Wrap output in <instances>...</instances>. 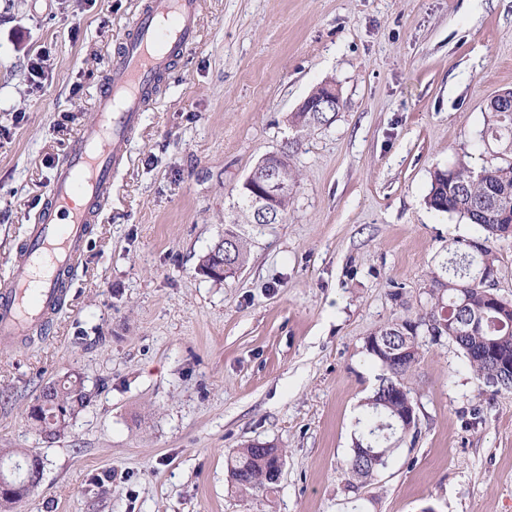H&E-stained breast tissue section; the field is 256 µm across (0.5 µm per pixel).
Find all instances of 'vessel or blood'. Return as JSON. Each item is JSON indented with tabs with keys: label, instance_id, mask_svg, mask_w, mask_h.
I'll use <instances>...</instances> for the list:
<instances>
[{
	"label": "vessel or blood",
	"instance_id": "vessel-or-blood-1",
	"mask_svg": "<svg viewBox=\"0 0 512 512\" xmlns=\"http://www.w3.org/2000/svg\"><path fill=\"white\" fill-rule=\"evenodd\" d=\"M200 10V0H146L102 76L94 120L79 130L53 176L23 258L0 279V341H16L52 320L60 285L98 220L99 201L126 161L129 137L158 79L196 42Z\"/></svg>",
	"mask_w": 512,
	"mask_h": 512
}]
</instances>
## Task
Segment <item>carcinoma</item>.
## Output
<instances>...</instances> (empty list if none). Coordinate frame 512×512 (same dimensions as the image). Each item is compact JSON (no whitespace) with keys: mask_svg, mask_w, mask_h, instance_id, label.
<instances>
[{"mask_svg":"<svg viewBox=\"0 0 512 512\" xmlns=\"http://www.w3.org/2000/svg\"><path fill=\"white\" fill-rule=\"evenodd\" d=\"M485 137L497 146L500 162L478 172L465 166L439 169L433 173L426 196V204L431 209L456 214L478 226L482 230L484 251L478 252L469 247L463 250L459 242H451L448 250L452 257L444 266L448 279L434 278L432 288L427 292L429 299L426 305L413 318L415 330L404 333L405 327L399 320L372 332V335L383 336L394 345L406 342L412 351L405 358L371 354L384 374L379 377V384L367 399L359 419V437L347 463L351 486L372 478L387 461L385 457L376 461L366 458L360 447L392 450L393 435L403 430L400 417L408 406L414 404L404 376L420 358L421 335L426 334L434 341L446 338L450 323H455L453 329L460 338L454 344L463 351L475 375L486 381L496 375L501 378L500 387L512 390V374L498 372L494 361L487 357L490 348L495 346L503 358H512V309L497 310L491 306V290L477 280V273L485 263L496 266L497 256L491 243L507 238L505 230L512 227V112L497 113L496 119L487 126ZM224 235L233 239L229 254L224 257L228 277L232 278L246 263L247 246L228 229ZM389 384L400 388V396L391 398L386 389ZM47 397L50 407L45 410L44 418H31L39 432L53 430L64 433L69 424H51L49 414L57 408H64L76 417L92 402V395L81 376L71 377L53 387ZM282 464V451L275 445L252 442L232 452L227 460V469L230 481L238 491L269 493L278 486Z\"/></svg>","mask_w":512,"mask_h":512,"instance_id":"carcinoma-1","label":"carcinoma"}]
</instances>
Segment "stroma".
<instances>
[{
	"label": "stroma",
	"instance_id": "stroma-1",
	"mask_svg": "<svg viewBox=\"0 0 512 512\" xmlns=\"http://www.w3.org/2000/svg\"><path fill=\"white\" fill-rule=\"evenodd\" d=\"M143 2L0 0V279ZM324 83L342 109L296 131ZM506 88L512 0H202L54 326L0 344V448L42 460L18 512H512V390L446 339L421 337L405 376L414 435L365 483L346 474L383 373L366 338L415 316L449 243L479 235L428 208L432 175L497 164L481 134ZM292 141L282 223L238 225L245 266L204 278L238 187ZM73 373L92 402L45 439L29 408ZM257 441L284 468L243 495L227 458Z\"/></svg>",
	"mask_w": 512,
	"mask_h": 512
}]
</instances>
